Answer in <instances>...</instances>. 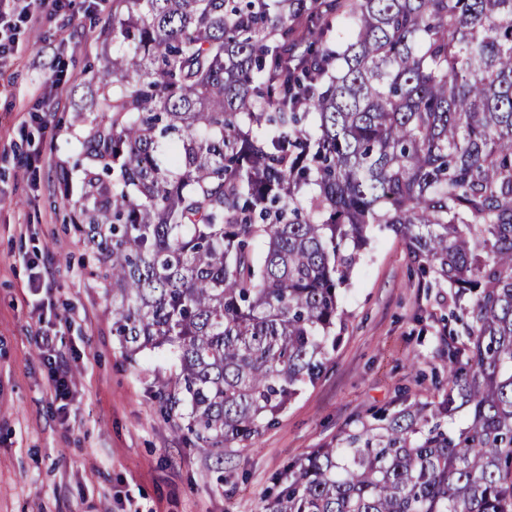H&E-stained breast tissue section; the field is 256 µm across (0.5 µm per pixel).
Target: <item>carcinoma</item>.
I'll return each mask as SVG.
<instances>
[{
	"mask_svg": "<svg viewBox=\"0 0 512 512\" xmlns=\"http://www.w3.org/2000/svg\"><path fill=\"white\" fill-rule=\"evenodd\" d=\"M70 222L193 447L322 366L378 225L448 285V376L276 478L264 512H512V0H116Z\"/></svg>",
	"mask_w": 512,
	"mask_h": 512,
	"instance_id": "cac0c4a2",
	"label": "carcinoma"
}]
</instances>
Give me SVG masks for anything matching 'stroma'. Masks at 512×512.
Returning <instances> with one entry per match:
<instances>
[{"label":"stroma","instance_id":"obj_1","mask_svg":"<svg viewBox=\"0 0 512 512\" xmlns=\"http://www.w3.org/2000/svg\"><path fill=\"white\" fill-rule=\"evenodd\" d=\"M33 9L20 54L0 66V512H261L293 459L444 380L448 290L419 283L402 243L378 227L341 294L345 320L319 377L223 457L189 447L157 398L169 362L120 348L112 300L68 219L80 192L75 104L112 0ZM58 58L72 79L52 93L43 79ZM56 369L69 379L64 414Z\"/></svg>","mask_w":512,"mask_h":512}]
</instances>
